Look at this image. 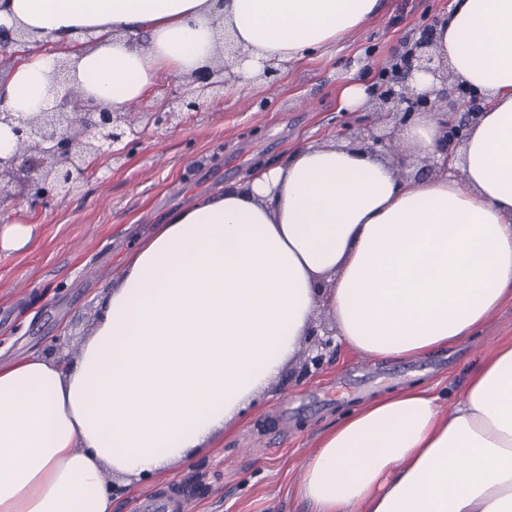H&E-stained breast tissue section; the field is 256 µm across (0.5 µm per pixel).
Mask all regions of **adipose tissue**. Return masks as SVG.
I'll return each mask as SVG.
<instances>
[{
    "instance_id": "1",
    "label": "adipose tissue",
    "mask_w": 512,
    "mask_h": 512,
    "mask_svg": "<svg viewBox=\"0 0 512 512\" xmlns=\"http://www.w3.org/2000/svg\"><path fill=\"white\" fill-rule=\"evenodd\" d=\"M380 0H0L28 55L0 109L52 108L65 88L123 112L162 77L243 52L236 84L362 30ZM54 42L53 54L39 46ZM434 52L484 98L452 164L307 145L283 165L194 198L124 258L73 360L0 359V512H112L113 484L165 474L237 427L326 309L345 347L418 358L512 302V0H455ZM67 62L68 86L53 77ZM399 136L433 156L440 125ZM414 382L340 415L296 494L315 512H512V342L474 362L441 416Z\"/></svg>"
}]
</instances>
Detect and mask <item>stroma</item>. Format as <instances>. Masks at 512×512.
<instances>
[{"label":"stroma","mask_w":512,"mask_h":512,"mask_svg":"<svg viewBox=\"0 0 512 512\" xmlns=\"http://www.w3.org/2000/svg\"><path fill=\"white\" fill-rule=\"evenodd\" d=\"M451 2L384 0L364 30L279 65L276 82L205 93L199 111L181 125L149 128L120 161L101 156L65 203L9 209V223L34 225L35 232L24 249L0 250V357L33 349L73 356L94 317L93 296L170 211L243 180L255 165L284 163L300 146L338 141L349 126L374 125L372 113L338 111L342 84L353 76L376 85L425 25L447 19ZM511 341L509 302L477 337L425 357L375 360L340 346L317 374L291 362L270 397L225 432L218 447L124 490L112 512H134L137 498L152 492L185 502V512H307L295 495L302 465L340 412L388 389L436 380L439 411L448 414L473 361Z\"/></svg>","instance_id":"35a3bbf8"}]
</instances>
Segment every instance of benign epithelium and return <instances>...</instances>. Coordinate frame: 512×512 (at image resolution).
Listing matches in <instances>:
<instances>
[{
    "instance_id": "7a95c632",
    "label": "benign epithelium",
    "mask_w": 512,
    "mask_h": 512,
    "mask_svg": "<svg viewBox=\"0 0 512 512\" xmlns=\"http://www.w3.org/2000/svg\"><path fill=\"white\" fill-rule=\"evenodd\" d=\"M24 33L0 25V64L21 51ZM430 32L415 43L403 62L395 67L390 79L371 92L376 121L389 127L385 137L371 135L365 127H349L342 135L372 151L390 154L399 166L405 165L406 151L396 149V132L400 127L425 112L444 116L441 123L439 151L443 156L465 139L471 123L482 110V98L473 94L463 83L455 80L445 68L436 63ZM432 74L441 83L436 96L409 92L407 81L413 71ZM226 78L216 83V71L195 77L200 90L224 87L231 75V65L220 68ZM78 98L69 88L49 111L32 114H13L0 111V125L8 127L14 137V147L0 150V214L7 205L21 199L31 206L64 199L78 191L92 173L89 158L108 153L118 161L140 142L144 129L179 125L185 114L200 108L195 97H179V109L156 112H114L89 102L72 110ZM311 345L303 353L302 368L317 372L324 366L327 352L333 347V331L324 326L311 327Z\"/></svg>"
}]
</instances>
